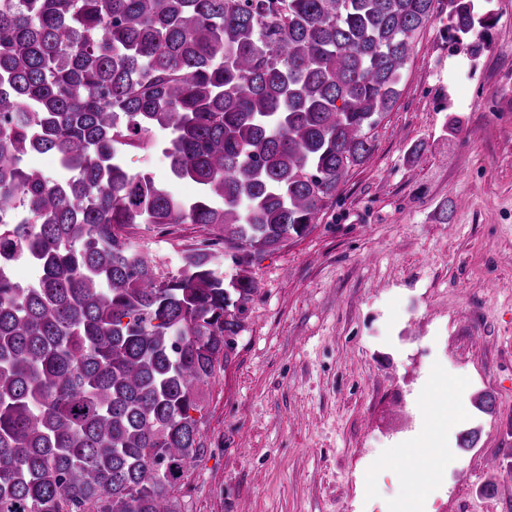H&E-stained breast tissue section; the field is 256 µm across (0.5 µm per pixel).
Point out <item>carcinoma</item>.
Returning a JSON list of instances; mask_svg holds the SVG:
<instances>
[{"label":"carcinoma","mask_w":512,"mask_h":512,"mask_svg":"<svg viewBox=\"0 0 512 512\" xmlns=\"http://www.w3.org/2000/svg\"><path fill=\"white\" fill-rule=\"evenodd\" d=\"M433 2L0 0V512H182L249 268L371 158ZM448 14L481 56L490 15ZM139 224L208 236L167 271ZM159 159L164 160V165H158ZM130 166L135 171H148L156 177H164L168 173V160L160 151L136 152L131 155Z\"/></svg>","instance_id":"cac0c4a2"}]
</instances>
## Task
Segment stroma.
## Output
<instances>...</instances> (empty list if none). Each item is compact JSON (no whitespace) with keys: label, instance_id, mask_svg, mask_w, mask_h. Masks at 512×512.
<instances>
[{"label":"stroma","instance_id":"obj_1","mask_svg":"<svg viewBox=\"0 0 512 512\" xmlns=\"http://www.w3.org/2000/svg\"><path fill=\"white\" fill-rule=\"evenodd\" d=\"M489 4L475 60L436 4L371 159L252 267L184 512H512V0ZM205 234L131 230L169 271Z\"/></svg>","mask_w":512,"mask_h":512}]
</instances>
